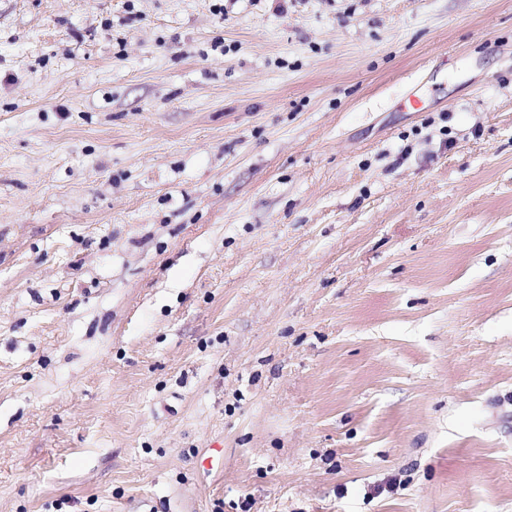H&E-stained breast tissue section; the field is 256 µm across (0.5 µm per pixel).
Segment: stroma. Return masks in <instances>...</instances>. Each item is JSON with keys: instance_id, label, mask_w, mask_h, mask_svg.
<instances>
[{"instance_id": "obj_1", "label": "stroma", "mask_w": 512, "mask_h": 512, "mask_svg": "<svg viewBox=\"0 0 512 512\" xmlns=\"http://www.w3.org/2000/svg\"><path fill=\"white\" fill-rule=\"evenodd\" d=\"M0 512H512V0H0Z\"/></svg>"}]
</instances>
